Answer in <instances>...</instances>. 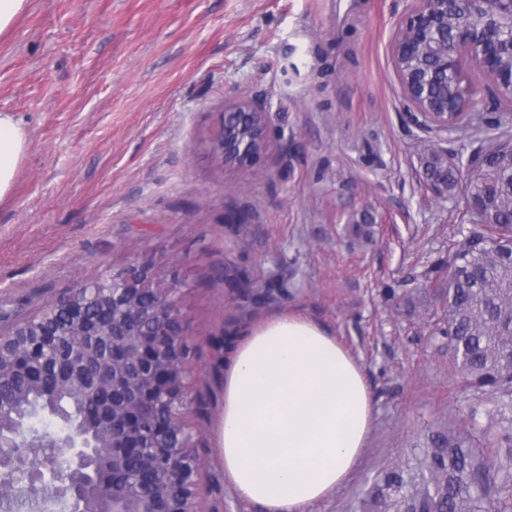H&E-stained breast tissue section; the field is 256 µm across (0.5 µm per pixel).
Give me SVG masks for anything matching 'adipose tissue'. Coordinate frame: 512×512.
<instances>
[{
    "instance_id": "ef3b65f1",
    "label": "adipose tissue",
    "mask_w": 512,
    "mask_h": 512,
    "mask_svg": "<svg viewBox=\"0 0 512 512\" xmlns=\"http://www.w3.org/2000/svg\"><path fill=\"white\" fill-rule=\"evenodd\" d=\"M26 147L20 121L0 112V201ZM223 356L215 435L225 482L264 512H307L367 447L374 409L361 364L322 325L286 313L235 330Z\"/></svg>"
}]
</instances>
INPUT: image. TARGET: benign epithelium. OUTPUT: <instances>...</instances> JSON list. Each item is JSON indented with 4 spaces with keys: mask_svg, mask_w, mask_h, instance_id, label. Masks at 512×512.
<instances>
[{
    "mask_svg": "<svg viewBox=\"0 0 512 512\" xmlns=\"http://www.w3.org/2000/svg\"><path fill=\"white\" fill-rule=\"evenodd\" d=\"M450 4L466 17L454 34L461 69H485L499 48L488 0H412L405 49L415 51ZM255 116V137H242ZM217 121L208 146L217 163L251 170L267 155L263 108L233 102ZM179 293L168 272L135 260L0 331L1 499L24 494L61 512H204L205 459L184 420L192 345Z\"/></svg>",
    "mask_w": 512,
    "mask_h": 512,
    "instance_id": "1",
    "label": "benign epithelium"
}]
</instances>
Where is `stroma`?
Wrapping results in <instances>:
<instances>
[{
  "label": "stroma",
  "instance_id": "stroma-1",
  "mask_svg": "<svg viewBox=\"0 0 512 512\" xmlns=\"http://www.w3.org/2000/svg\"><path fill=\"white\" fill-rule=\"evenodd\" d=\"M411 0H28L0 33V112L27 149L0 202V330L84 281L139 259L182 285L195 345L186 415L206 512H264L224 482L214 426L230 328L272 311L310 319L362 364L369 444L345 485L308 512H363L365 490L415 453L419 434L492 403L464 386L436 338L438 287L466 207L425 182L420 154L472 147L407 119L391 56ZM263 103L272 146L255 171L218 166L217 114ZM252 218L232 234L234 210ZM369 214L374 240L346 224ZM232 260L263 302L224 283Z\"/></svg>",
  "mask_w": 512,
  "mask_h": 512
}]
</instances>
